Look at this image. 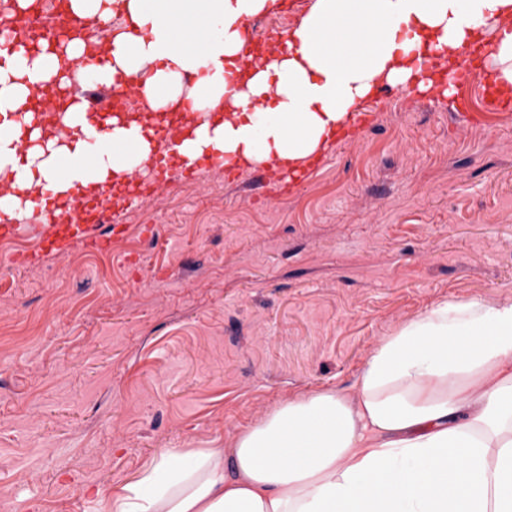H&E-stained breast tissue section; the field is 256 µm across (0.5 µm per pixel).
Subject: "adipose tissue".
<instances>
[{"instance_id": "obj_1", "label": "adipose tissue", "mask_w": 512, "mask_h": 512, "mask_svg": "<svg viewBox=\"0 0 512 512\" xmlns=\"http://www.w3.org/2000/svg\"><path fill=\"white\" fill-rule=\"evenodd\" d=\"M277 0H71L81 18L126 17L94 60L82 38L0 48V213L32 218L37 187L67 196L146 175L153 146L131 121L100 130L84 103L55 134L28 96L64 73L135 90L161 112L197 76L184 163L202 157L294 170L327 148L349 112L386 87L425 91L424 63L490 40L485 64L512 85V0H314L270 62L241 85L245 24ZM104 512H512V300L441 302L400 324L353 393L283 402L230 449H165L138 479L100 493Z\"/></svg>"}]
</instances>
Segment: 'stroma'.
<instances>
[{"label": "stroma", "instance_id": "obj_1", "mask_svg": "<svg viewBox=\"0 0 512 512\" xmlns=\"http://www.w3.org/2000/svg\"><path fill=\"white\" fill-rule=\"evenodd\" d=\"M300 185L127 210L77 265L12 267L0 300V512H98L166 448H229L281 402L351 390L434 304L512 299V109L435 93L364 101Z\"/></svg>", "mask_w": 512, "mask_h": 512}]
</instances>
